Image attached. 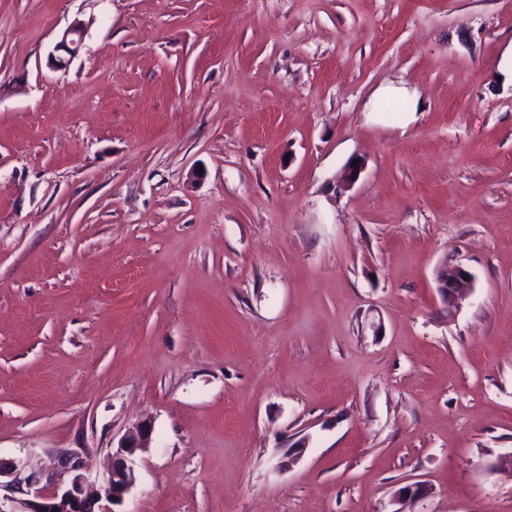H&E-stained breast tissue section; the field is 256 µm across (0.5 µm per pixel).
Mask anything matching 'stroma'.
I'll list each match as a JSON object with an SVG mask.
<instances>
[{
    "label": "stroma",
    "mask_w": 512,
    "mask_h": 512,
    "mask_svg": "<svg viewBox=\"0 0 512 512\" xmlns=\"http://www.w3.org/2000/svg\"><path fill=\"white\" fill-rule=\"evenodd\" d=\"M511 43L512 0H0V460L97 483L148 420L126 512H512ZM84 31V24L76 21L62 33L49 61L53 68L62 69L69 65L82 44ZM465 276H468V280H465ZM437 288L442 298L455 306L468 296L472 288V277L462 267L445 263L437 274Z\"/></svg>",
    "instance_id": "35a3bbf8"
}]
</instances>
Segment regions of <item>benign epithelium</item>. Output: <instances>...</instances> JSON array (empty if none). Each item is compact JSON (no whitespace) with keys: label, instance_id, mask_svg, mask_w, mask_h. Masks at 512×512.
Instances as JSON below:
<instances>
[{"label":"benign epithelium","instance_id":"obj_1","mask_svg":"<svg viewBox=\"0 0 512 512\" xmlns=\"http://www.w3.org/2000/svg\"><path fill=\"white\" fill-rule=\"evenodd\" d=\"M83 34L84 24L80 21L62 33L50 58L53 68L62 69L69 65L82 44ZM467 275L469 272L458 265L446 263L439 269L437 288L448 304L455 306L468 296L472 280L465 279ZM150 444L151 430L145 424L136 425L125 435L112 451V465L99 493L87 490L84 475L87 463L75 454L64 455L58 461V471L70 476L65 484L42 487V475L30 473L23 477L22 469L17 465L2 462L0 478H8L11 486L24 483L33 488L30 497L22 502L20 512H117L115 507L124 503L136 484L138 454ZM425 492V482L416 480L404 486L398 498L417 500Z\"/></svg>","mask_w":512,"mask_h":512}]
</instances>
